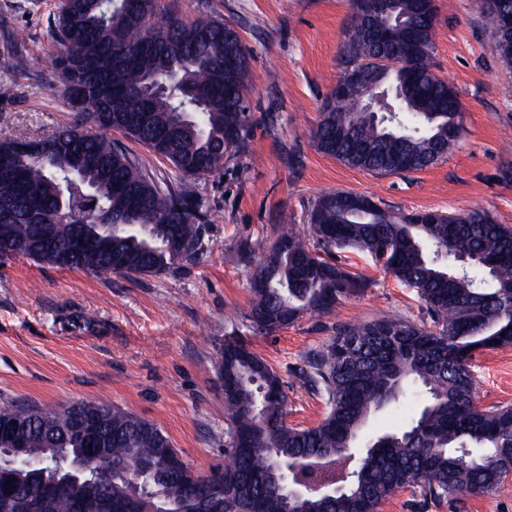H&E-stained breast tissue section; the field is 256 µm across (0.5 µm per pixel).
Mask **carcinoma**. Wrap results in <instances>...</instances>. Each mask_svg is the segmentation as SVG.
<instances>
[{
    "label": "carcinoma",
    "instance_id": "obj_1",
    "mask_svg": "<svg viewBox=\"0 0 512 512\" xmlns=\"http://www.w3.org/2000/svg\"><path fill=\"white\" fill-rule=\"evenodd\" d=\"M414 21L425 0H396ZM369 0H352L354 21L342 63L373 78L385 121L351 98L323 107L312 137L318 151L378 175L422 171L461 138L455 88L430 61L434 33L407 41L402 30L380 41L365 23ZM158 0H60L53 18L58 49L50 76L60 79L72 121L45 138L0 137V263L26 257L90 274H162L203 251L199 203L156 179L118 142L84 122L147 147L175 172L208 175L248 138L250 55L239 31L216 18H158ZM490 36L512 64V34ZM405 47L398 65L390 50ZM235 67L225 68L226 58ZM309 237L282 233L257 268L249 320L276 331L307 312L328 313L368 287L336 252L371 257L422 302L421 324L404 319L334 327L300 376L323 396L324 419L288 424V393L269 364L237 337L224 338L217 369L224 387L228 464L193 471L153 422L103 402L40 408L0 404V454L21 446L30 469L0 464V512H133L120 472L146 467L152 488L180 512H288L279 494L277 460L301 470L331 464L350 491L309 500L305 512H378L401 488L418 492V509L457 512L492 495L512 472V406L475 407L476 352L512 344V227L481 209L448 215L405 214L363 194L332 192L308 212ZM90 247L63 257L71 239ZM465 256L452 268L448 258ZM425 394L402 430L376 436L356 460L348 448L372 416L401 407L406 393ZM97 439L75 431L85 412ZM100 448L111 465L90 482L62 474L61 461Z\"/></svg>",
    "mask_w": 512,
    "mask_h": 512
}]
</instances>
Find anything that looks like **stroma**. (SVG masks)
Wrapping results in <instances>:
<instances>
[{
	"label": "stroma",
	"mask_w": 512,
	"mask_h": 512,
	"mask_svg": "<svg viewBox=\"0 0 512 512\" xmlns=\"http://www.w3.org/2000/svg\"><path fill=\"white\" fill-rule=\"evenodd\" d=\"M56 0H0V134L36 137L70 121L62 85L49 79ZM184 21L234 24L250 51L245 147L212 174L185 182L200 204L204 250L160 275L99 277L26 258L0 264V400L118 405L160 427L188 466L224 464V391L218 350L234 335L267 360L288 389V422L312 427L325 403L298 375L336 324L418 321L414 292L350 251L369 286L328 314L307 313L275 332L248 319L250 281L282 225L306 232L311 205L345 191L405 213L488 211L512 226V65L487 36L480 0H436L434 71L456 89L463 131L440 164L375 175L319 152L311 136L342 73L351 0H160ZM252 252L241 256L242 244ZM483 405L512 404V345L477 352Z\"/></svg>",
	"instance_id": "obj_1"
}]
</instances>
